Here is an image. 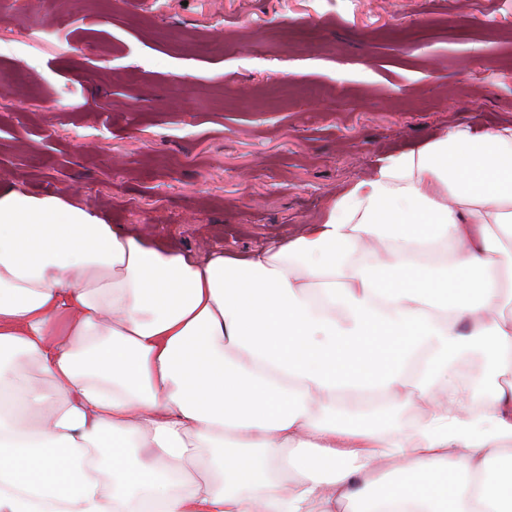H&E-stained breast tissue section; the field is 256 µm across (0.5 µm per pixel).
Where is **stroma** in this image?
I'll return each instance as SVG.
<instances>
[{"label":"stroma","instance_id":"35a3bbf8","mask_svg":"<svg viewBox=\"0 0 512 512\" xmlns=\"http://www.w3.org/2000/svg\"><path fill=\"white\" fill-rule=\"evenodd\" d=\"M0 71L1 194L246 255L387 154L512 123V0H12Z\"/></svg>","mask_w":512,"mask_h":512}]
</instances>
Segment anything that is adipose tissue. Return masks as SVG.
<instances>
[{"instance_id": "ef3b65f1", "label": "adipose tissue", "mask_w": 512, "mask_h": 512, "mask_svg": "<svg viewBox=\"0 0 512 512\" xmlns=\"http://www.w3.org/2000/svg\"><path fill=\"white\" fill-rule=\"evenodd\" d=\"M0 512H512V125L202 263L0 194Z\"/></svg>"}]
</instances>
